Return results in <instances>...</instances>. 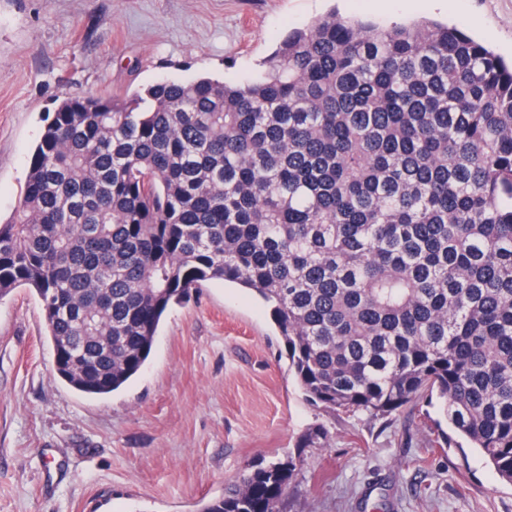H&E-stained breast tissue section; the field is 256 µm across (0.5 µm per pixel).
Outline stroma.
<instances>
[{
	"mask_svg": "<svg viewBox=\"0 0 512 512\" xmlns=\"http://www.w3.org/2000/svg\"><path fill=\"white\" fill-rule=\"evenodd\" d=\"M333 7L458 23L512 57V0H0V218L65 97L248 78ZM441 420L426 402L390 420L311 402L269 308L219 282L172 306L141 372L105 396L57 377L34 292L0 298V512H200L290 457L281 512H512V485ZM317 428L325 446L299 447Z\"/></svg>",
	"mask_w": 512,
	"mask_h": 512,
	"instance_id": "stroma-1",
	"label": "stroma"
}]
</instances>
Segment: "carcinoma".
<instances>
[{"mask_svg": "<svg viewBox=\"0 0 512 512\" xmlns=\"http://www.w3.org/2000/svg\"><path fill=\"white\" fill-rule=\"evenodd\" d=\"M44 122L0 297L35 292L59 378L120 389L171 305L233 283L312 402L383 419L435 399L512 484V62L458 24L333 10L247 79L69 96ZM296 469L201 512H279Z\"/></svg>", "mask_w": 512, "mask_h": 512, "instance_id": "1", "label": "carcinoma"}]
</instances>
